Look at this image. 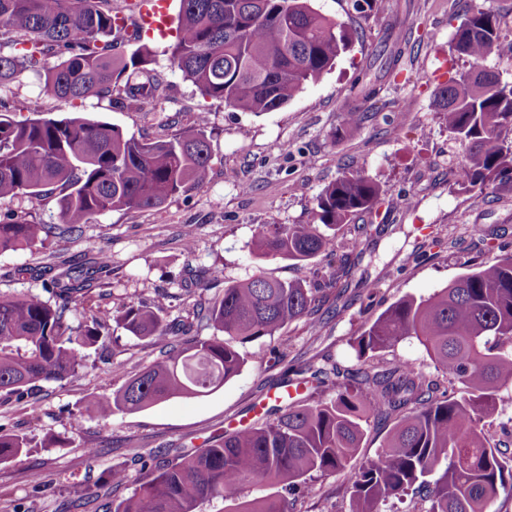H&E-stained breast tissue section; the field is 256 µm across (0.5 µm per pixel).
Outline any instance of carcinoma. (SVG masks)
I'll return each instance as SVG.
<instances>
[{
	"mask_svg": "<svg viewBox=\"0 0 512 512\" xmlns=\"http://www.w3.org/2000/svg\"><path fill=\"white\" fill-rule=\"evenodd\" d=\"M137 0H0V197L40 199L60 191L61 222L71 232L104 212L159 208L209 175L212 149L206 112L198 128L170 140L148 142L120 128L82 118L17 121L3 113L11 85L25 73L38 76L43 93L73 107L89 100L120 108L141 105L168 87L150 48L131 32ZM170 69L206 98L228 108L262 113L288 104L331 70L357 31L315 10L310 0H180ZM363 17L398 25L395 0H351ZM134 44L130 53L119 50ZM450 50L467 59L435 92L449 137L463 160L457 183L487 195L512 185V82L484 66L488 57L512 62V40L501 35L499 15L470 5ZM405 47L351 93L357 105L343 115L340 132H358L360 102L375 98L383 78L399 73ZM380 188L361 171L348 172L317 196V224H264L255 235L263 257L306 263L336 251L334 229L378 205ZM343 246L340 270L360 245L366 225ZM53 224L21 216L0 218V254L32 249L55 234ZM112 266L100 250L86 266L48 263L37 269L55 301L37 294L0 293V395L19 399L40 383L74 376L88 348H105L110 321L162 349L111 397L95 400L94 415L143 410L177 397L204 396L238 375L245 358L236 344L273 336L305 320L314 332L316 287L263 274L234 282L201 309L200 319L224 338H177L190 327L164 318L166 298L123 302L116 314L93 313L74 326L68 312L84 306ZM414 336L456 395L404 360L383 369L317 368L303 378L283 377L296 397L266 409L262 422L226 431L201 452L176 451L156 465L153 477L108 512H197L214 498L234 497L246 483L295 486L311 471L334 473L361 448L371 416L396 419L377 458L350 478L349 512H378V504L409 491L424 493L425 512H491L497 495L512 494V457L491 445L484 420L496 396L512 381V254L495 257L459 275L432 295L405 296L353 340L361 355L378 353ZM29 447L20 434L0 433V463ZM235 512H288L285 499L264 496Z\"/></svg>",
	"mask_w": 512,
	"mask_h": 512,
	"instance_id": "1",
	"label": "carcinoma"
}]
</instances>
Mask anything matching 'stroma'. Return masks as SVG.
I'll return each instance as SVG.
<instances>
[{
    "label": "stroma",
    "instance_id": "obj_1",
    "mask_svg": "<svg viewBox=\"0 0 512 512\" xmlns=\"http://www.w3.org/2000/svg\"><path fill=\"white\" fill-rule=\"evenodd\" d=\"M320 13L356 28L360 36L335 67L309 84L284 107L261 114L233 110L203 98L180 72L169 70L167 40L150 39L159 68L170 83L165 95L135 108L89 101L71 108L42 93L32 75L14 86L20 103L37 101L43 116L75 115L112 124L150 141L194 129L197 114L209 115V176L163 206L114 210L93 216L78 232L51 237L44 251L0 255V293H42L34 270L55 254L69 264L91 262L97 249L112 259V271L88 303L110 311L125 300L168 297V320L191 325L192 335L212 336L194 325V312L221 297L225 286L256 274L282 280L321 281L336 271V256L320 255L304 266L258 257L253 245L262 224L317 223L316 198L343 172L361 170L381 189L373 213L355 216L368 232L362 253L351 258L341 289L319 294L320 332L299 320L274 336L242 346L247 361L219 390L201 397L173 398L151 408L113 415L103 421L89 411L94 397L111 395L158 355L147 341L112 326L107 349L90 348L77 375L44 382L22 400L0 399V431L26 435L31 450L0 464V512H105L112 501L132 495L151 470L133 464L169 448L197 449L205 439L254 422L286 369L313 365L343 369L381 366L403 357L426 375L442 373L417 339L408 338L372 357H359L352 341L392 303L404 296L428 297L450 281L493 257L512 254V188L487 196L456 184L453 171L461 150L432 106L433 94L464 60L449 43L460 23L465 0H400L408 39L402 70L388 78L378 98L363 107V128L335 137L349 107L352 85L376 51L384 47L382 28L355 14L348 0H311ZM411 115L399 124V112ZM413 206H406V199ZM58 193L35 200L24 195L0 198V216L17 214L39 224L60 221ZM195 237L185 251L184 234ZM287 339L283 361L271 351ZM39 468L45 489L35 492L31 470ZM125 468L115 486L100 474ZM286 498L291 512H348L346 472H310L295 492L279 485H248L242 499Z\"/></svg>",
    "mask_w": 512,
    "mask_h": 512
}]
</instances>
